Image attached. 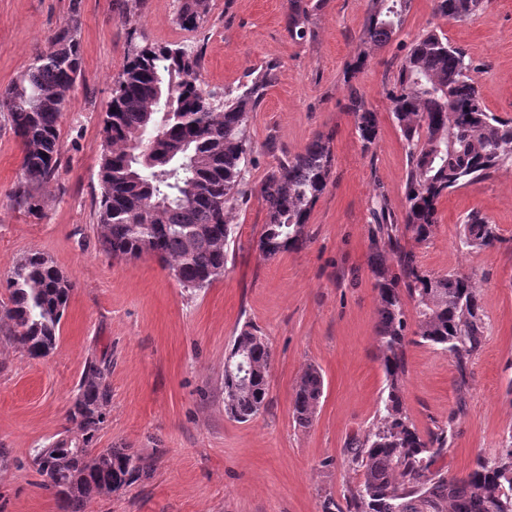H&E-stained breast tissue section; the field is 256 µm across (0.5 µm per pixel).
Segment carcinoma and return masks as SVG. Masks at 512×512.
Instances as JSON below:
<instances>
[{
  "mask_svg": "<svg viewBox=\"0 0 512 512\" xmlns=\"http://www.w3.org/2000/svg\"><path fill=\"white\" fill-rule=\"evenodd\" d=\"M175 23L197 31L208 20L210 0H179ZM433 13L465 22L486 0H432ZM412 0H369L359 36L362 49L347 64L349 109L364 151L379 138V116L352 83L371 53L402 28ZM307 0H288L287 30L294 40L313 36ZM79 20L74 13L48 39L49 48L0 92V116L21 145L10 201L29 213L44 207L42 191L62 154L59 120L67 94L82 71ZM127 60L113 79L105 113L99 180L98 242L124 258L156 256L182 287L200 291L224 275L235 236V215L248 195L262 199L267 221L257 241L267 258L306 245L311 212L327 188L333 166L331 139L314 137L290 153L269 136L275 164L257 189L247 180L252 146L251 113L265 101L279 63L269 61L222 89L202 79L203 47L195 42H151L135 27L127 33ZM465 50L436 29L421 34L398 59L384 86L393 122L404 140V212L397 216L386 194L371 208V271L378 291L376 342L385 392L373 427L347 448L360 473L343 502L324 500L323 512H512V434L493 456L476 455L463 476L436 463L448 454L455 416L420 433L404 406L408 336L452 357L459 372L481 348L485 335L476 279L471 274L425 272L401 240L427 241L439 223V204L449 192L512 168V118L492 112L475 82ZM501 242L496 225L479 211L460 223L458 248L467 253ZM396 271H391L387 258ZM0 302V335L28 357L55 348L74 284L39 251L25 255L6 281ZM414 303L409 318L406 302ZM230 358L246 371L224 372V410L250 421L269 400L274 351L249 326L236 336ZM112 360L86 359L67 411L72 435L33 449L41 486L60 512H83L85 503L148 479L153 465L129 448H98L109 415ZM324 393L319 367L304 369L292 400L295 424L312 426Z\"/></svg>",
  "mask_w": 512,
  "mask_h": 512,
  "instance_id": "cac0c4a2",
  "label": "carcinoma"
}]
</instances>
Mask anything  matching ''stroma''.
<instances>
[{
    "label": "stroma",
    "instance_id": "1",
    "mask_svg": "<svg viewBox=\"0 0 512 512\" xmlns=\"http://www.w3.org/2000/svg\"><path fill=\"white\" fill-rule=\"evenodd\" d=\"M316 3L313 36L295 41L286 29L287 0H210L201 35L207 85H234L263 61L280 63L250 118L251 185L274 163L265 147L271 136L297 153L316 135H331L333 169L304 248L265 258L257 241L266 208L250 196L238 210L223 276L192 293L153 257L115 258L97 239L103 116L127 56L126 14L138 10L149 40H195L174 22L177 0H145L140 10L134 0H0V91L74 8L82 57L59 122L58 174L40 214L10 202L20 144L0 130V301L13 266L31 251L45 253L75 284L48 358L31 359L0 337V448L9 453L0 467V512H59L39 485L31 452L64 437L84 361L103 354L112 359L111 411L97 445L131 449L155 466L150 479L93 499L86 512H322L325 499L342 500L357 483L345 450L371 428L385 389L370 207L381 190L401 211L406 174L404 141L384 94L390 64L419 34L441 30L468 53L487 107L512 118V0H489L459 23L434 16L432 0H413L403 29L370 56L357 80L380 120L378 144L368 153L346 108L344 82L368 0ZM474 209L497 225L501 241L465 254L459 221ZM439 216L428 242L403 243L428 272L474 274L487 330L463 374L435 347L408 344L404 400L419 431L455 419L445 463L449 474L462 476L477 453H495L512 433V170L448 193ZM248 322L271 343L275 363L267 408L239 423L224 412V358ZM310 364L321 369L325 386L312 426L302 430L291 398Z\"/></svg>",
    "mask_w": 512,
    "mask_h": 512
}]
</instances>
